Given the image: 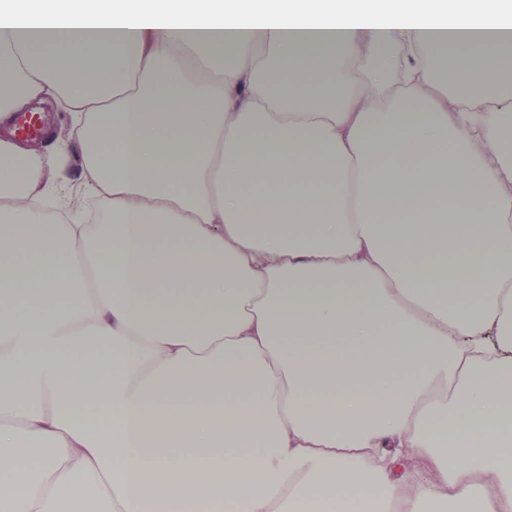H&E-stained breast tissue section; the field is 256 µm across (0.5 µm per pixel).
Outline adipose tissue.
Instances as JSON below:
<instances>
[{"mask_svg": "<svg viewBox=\"0 0 512 512\" xmlns=\"http://www.w3.org/2000/svg\"><path fill=\"white\" fill-rule=\"evenodd\" d=\"M0 512H512V0H0ZM48 115L55 131V141L60 148L59 167L52 177L47 197V206L58 210L67 205L74 194L86 197L87 189L82 178L81 149L70 138V123L66 113L60 112L52 99L46 103Z\"/></svg>", "mask_w": 512, "mask_h": 512, "instance_id": "ef3b65f1", "label": "adipose tissue"}]
</instances>
